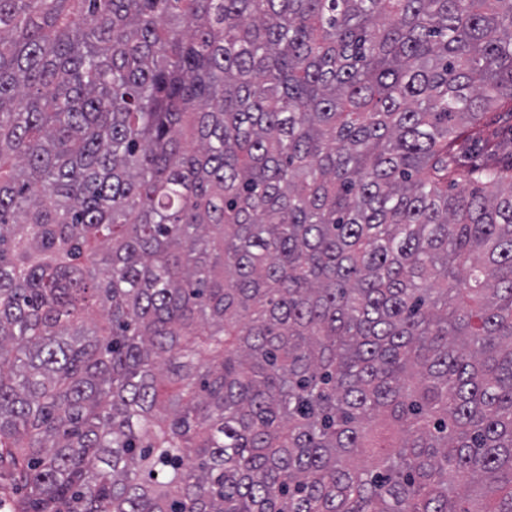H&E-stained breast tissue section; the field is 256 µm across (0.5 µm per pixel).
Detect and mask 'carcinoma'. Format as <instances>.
<instances>
[{"label":"carcinoma","mask_w":512,"mask_h":512,"mask_svg":"<svg viewBox=\"0 0 512 512\" xmlns=\"http://www.w3.org/2000/svg\"><path fill=\"white\" fill-rule=\"evenodd\" d=\"M493 112L512 0H0L16 512H512Z\"/></svg>","instance_id":"carcinoma-1"}]
</instances>
